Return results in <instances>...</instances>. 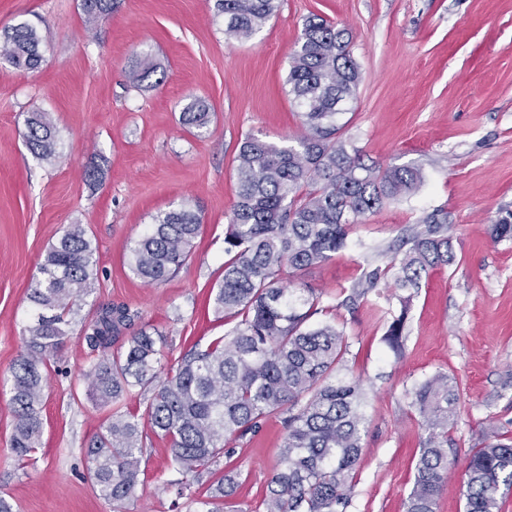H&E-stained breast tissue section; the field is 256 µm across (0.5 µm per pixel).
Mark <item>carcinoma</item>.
I'll list each match as a JSON object with an SVG mask.
<instances>
[{
	"mask_svg": "<svg viewBox=\"0 0 512 512\" xmlns=\"http://www.w3.org/2000/svg\"><path fill=\"white\" fill-rule=\"evenodd\" d=\"M84 24L93 31L118 0H82ZM224 15V32L246 41L277 13L279 0H216ZM35 27L19 23L0 38V57L17 68L35 69L42 61ZM156 72L143 60L130 72L139 88ZM360 73L345 30L326 19L308 17L290 57L288 94L301 109V133L278 145L247 136L235 157L237 203L224 231V276L212 289L216 313L230 328L205 348L194 347L175 364H166L167 343L145 331L112 345L131 321L127 308H101L85 330V340L102 358L83 372L89 397L112 415L93 436L87 456L90 476L112 512H130L144 472V441L154 435L167 441L172 470L178 475L164 487L200 512L229 498L241 473L227 469L211 500L192 497L191 485L214 472L221 459L231 460L237 441L258 433L266 419H282L281 461L264 495L254 507L236 512H341L354 488L361 455L365 395L349 379L344 333L323 312L321 296L304 286L298 294L283 285L284 271L301 272L324 263L348 247L358 219L387 202L412 194L422 183L420 168L367 165L338 136L336 116L351 102ZM182 121L197 129L210 122L202 99L190 102ZM26 145L40 160L58 163L56 130L46 112L26 119ZM202 218L189 204L160 212L129 248L131 273L159 284L187 262ZM497 242L512 241V211L490 225ZM410 247L385 266L371 269L354 301L393 278L400 288L419 287L422 274L451 261L448 225L430 216L415 225ZM40 277L28 299L35 313L23 328L24 350L0 384L10 395L14 413L11 447L30 460L42 445L41 408L48 362L65 343L76 302L90 294L98 279L95 249L81 224H71L45 254ZM406 312L393 319L386 340L400 346ZM142 396V413L121 410V402ZM459 396L448 373L425 379L411 406L429 437L415 465L407 512H434L448 478V425ZM465 512H501L498 493L512 488V438L478 448L467 465Z\"/></svg>",
	"mask_w": 512,
	"mask_h": 512,
	"instance_id": "cac0c4a2",
	"label": "carcinoma"
}]
</instances>
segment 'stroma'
I'll use <instances>...</instances> for the list:
<instances>
[{
  "mask_svg": "<svg viewBox=\"0 0 512 512\" xmlns=\"http://www.w3.org/2000/svg\"><path fill=\"white\" fill-rule=\"evenodd\" d=\"M215 3L120 0L92 37L81 0H0V30L33 24L44 56L33 72L0 60V380L23 350L29 289L51 245L80 224L98 258L95 288L49 365L34 460L10 447L13 415L0 390V497L14 512H112L85 455L111 411L87 396L82 372L98 355L83 327L102 307L125 306L132 321L123 336L164 337L173 362L224 334L209 295L223 277L224 227L237 202L234 157L245 137L284 144L298 131L286 77L304 20L318 14L348 30L361 74L355 102L337 118L342 139L365 163L424 173L414 195L362 217L346 249L285 280L321 291L326 320L349 345L346 375L366 394L346 512H406L428 435L412 396L437 371L453 378L460 400L448 427L453 465L435 512H464L470 451L512 437V241L488 234L512 206V0H280L243 42L225 35ZM146 57L157 81L132 88L128 72ZM196 98L212 112L201 131L180 121ZM35 110L53 118L61 163L41 162L25 146L24 119ZM89 168L98 172L91 181ZM185 202L203 219L190 259L162 284L143 283L128 270L131 240L157 212ZM431 214L448 226L453 262L429 269L409 306L391 285L342 305L341 292L389 262L407 229ZM403 310L394 349L385 335ZM281 445L276 417L237 442L241 484L232 505L259 501ZM145 446L131 510L172 512L167 444L153 437Z\"/></svg>",
  "mask_w": 512,
  "mask_h": 512,
  "instance_id": "stroma-1",
  "label": "stroma"
}]
</instances>
